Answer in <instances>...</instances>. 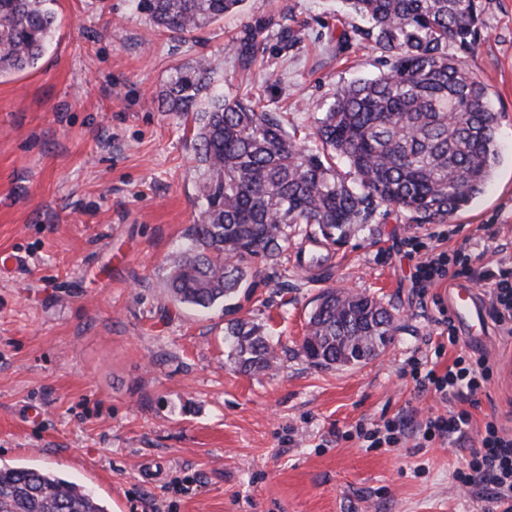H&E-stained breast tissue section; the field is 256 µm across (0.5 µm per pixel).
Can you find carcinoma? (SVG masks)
<instances>
[{"label":"carcinoma","instance_id":"obj_1","mask_svg":"<svg viewBox=\"0 0 512 512\" xmlns=\"http://www.w3.org/2000/svg\"><path fill=\"white\" fill-rule=\"evenodd\" d=\"M56 0H0V78L37 65L56 23ZM159 29L192 33L246 0H135ZM368 23L341 43H374L384 69L336 89L301 141L283 113L214 90L200 59L161 90L167 111L192 115L201 176L200 216L167 276L171 299L198 309L233 300L249 259H276L298 232L334 243L379 209L407 224H445L480 196L498 158L496 114L485 83L463 57L476 46L481 0H343ZM280 27L292 48L299 32L254 13L233 39L241 71L264 59L266 32ZM453 47L457 53H448ZM349 171L344 173L340 166ZM393 314L363 294L319 296L300 352L315 366L353 365L390 343ZM225 339L246 372L272 368L260 326L228 323ZM0 512H109L85 486L44 468L0 464Z\"/></svg>","mask_w":512,"mask_h":512}]
</instances>
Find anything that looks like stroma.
<instances>
[{"mask_svg": "<svg viewBox=\"0 0 512 512\" xmlns=\"http://www.w3.org/2000/svg\"><path fill=\"white\" fill-rule=\"evenodd\" d=\"M287 8L296 47L270 36L241 71L230 49L246 22L162 31L134 0H57L58 28L32 70L0 79V463L55 470L119 512H484L452 473L467 446L364 449L357 423L446 409L419 392L411 358L442 330L411 284L409 242L480 258L490 231L512 259V0H482L466 56L497 116L498 161L485 193L450 223L377 213L325 244L312 276L285 251L254 259L250 287L199 311L165 288L171 257L199 215L193 122L158 96L177 69L210 60L225 95L272 102L299 135L340 84L382 68L380 50H337L341 0H256ZM379 300L396 331L375 359L318 368L299 346L319 294ZM261 325L272 370L239 372L231 318ZM473 409L512 428V394L493 377Z\"/></svg>", "mask_w": 512, "mask_h": 512, "instance_id": "obj_1", "label": "stroma"}]
</instances>
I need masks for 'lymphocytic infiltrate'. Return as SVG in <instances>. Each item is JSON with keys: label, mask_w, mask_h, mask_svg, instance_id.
Wrapping results in <instances>:
<instances>
[{"label": "lymphocytic infiltrate", "mask_w": 512, "mask_h": 512, "mask_svg": "<svg viewBox=\"0 0 512 512\" xmlns=\"http://www.w3.org/2000/svg\"><path fill=\"white\" fill-rule=\"evenodd\" d=\"M453 278L484 287L490 318L503 336L512 339V263L496 259L478 268L464 252L426 248L414 275L419 298L427 299L430 288ZM441 323L446 340L437 343L435 354L449 345L457 348V356L442 371L433 367L432 356L414 359L411 375L420 390L433 391L449 404L448 413L414 424L397 415L370 426L357 425L356 435L366 447L375 449L397 448L411 437L426 443L447 439L462 442L476 437L477 447L469 449L464 465L454 470L452 480L460 489L488 488L491 512H512V429L493 417L484 422L481 430H473L470 413L471 407L478 404V394L491 382L494 366L486 357L459 351L460 338L452 317H443Z\"/></svg>", "instance_id": "1"}]
</instances>
